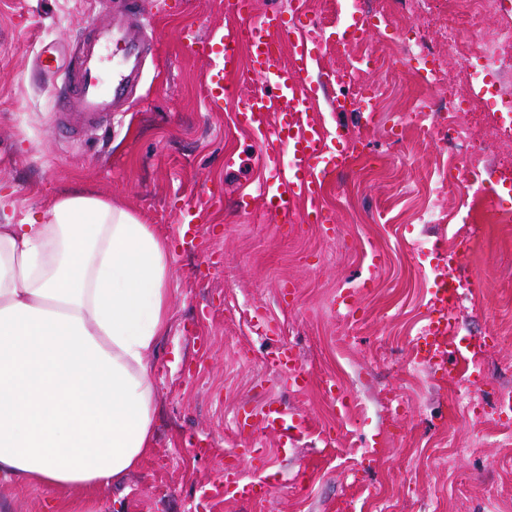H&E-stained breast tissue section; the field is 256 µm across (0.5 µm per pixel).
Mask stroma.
<instances>
[{"instance_id":"1","label":"stroma","mask_w":512,"mask_h":512,"mask_svg":"<svg viewBox=\"0 0 512 512\" xmlns=\"http://www.w3.org/2000/svg\"><path fill=\"white\" fill-rule=\"evenodd\" d=\"M115 0H0V224H19L63 192L90 193L139 216L174 243L170 327L147 356L156 389L155 443L141 466L101 493L98 512H512V425L475 436L456 408L460 378H433L413 339L426 324L430 275L416 250L434 241L466 243L463 273L481 279L448 330L450 341L484 337L483 388L512 393V224L472 221L478 187L437 191L459 158L440 129L424 140L402 111L423 91L407 69H392L378 38L328 47L316 70H335L372 52L368 73L382 97L374 121L320 103L313 120L348 125L358 139L351 161L322 203L335 228L279 224L262 207V147L233 124V106L208 111L201 82L208 56L183 34L225 26V0H140L154 49L138 92L112 117L108 134H74L54 99L67 57L39 74L44 45L72 46ZM236 167L226 171L224 157ZM477 175L495 186L492 205L512 209V158L495 143ZM198 216L189 233L177 213ZM433 211L438 223L423 222ZM351 307L339 302L348 289ZM263 312L287 335H263ZM353 338L342 347L339 336ZM288 344L310 373L289 388L269 360ZM351 389L359 413H343L325 378ZM404 403L387 409L386 393ZM288 407L289 441L238 429L245 411ZM478 445L476 454L455 451ZM256 487L252 497L236 484ZM54 491L1 486L0 512H53Z\"/></svg>"}]
</instances>
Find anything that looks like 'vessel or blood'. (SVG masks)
I'll return each mask as SVG.
<instances>
[{"mask_svg": "<svg viewBox=\"0 0 512 512\" xmlns=\"http://www.w3.org/2000/svg\"><path fill=\"white\" fill-rule=\"evenodd\" d=\"M225 8L234 16L233 24L202 41L195 32L186 34L188 41L198 42L202 51L215 58L203 80L206 104L210 111H223L233 94L230 76L249 73L265 79L264 87L252 90L238 104L235 121L265 147L260 191L267 211L281 223L295 222V204L302 199L314 223L330 225L322 197L350 163L352 136L342 127L329 131L309 120L308 113L319 101L321 89L341 84L342 77L331 73L310 79L317 48L306 40L302 26L279 11L252 13L247 0H226ZM142 29L139 11L127 10L85 30L78 48L69 54V77L56 101L55 110L63 122L80 130L109 128L113 112L129 100L139 82L147 44ZM103 45L118 52L115 71L107 80L101 75L98 54ZM436 253L441 265L435 268L427 290L428 323L424 336L417 339L416 354L444 374L448 371V316L461 290L477 287L478 281L459 277L465 261L461 249L440 247ZM271 365L289 387L306 386L309 374L292 348L279 347ZM256 419L269 432L288 431V413L281 407L268 406Z\"/></svg>", "mask_w": 512, "mask_h": 512, "instance_id": "b4317fda", "label": "vessel or blood"}]
</instances>
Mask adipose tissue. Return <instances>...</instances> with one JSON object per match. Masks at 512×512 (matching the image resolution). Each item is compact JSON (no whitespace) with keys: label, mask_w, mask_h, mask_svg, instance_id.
Here are the masks:
<instances>
[{"label":"adipose tissue","mask_w":512,"mask_h":512,"mask_svg":"<svg viewBox=\"0 0 512 512\" xmlns=\"http://www.w3.org/2000/svg\"><path fill=\"white\" fill-rule=\"evenodd\" d=\"M168 237L92 195L0 224V486L57 493L56 512L137 468L154 445L145 362L168 330Z\"/></svg>","instance_id":"adipose-tissue-1"}]
</instances>
